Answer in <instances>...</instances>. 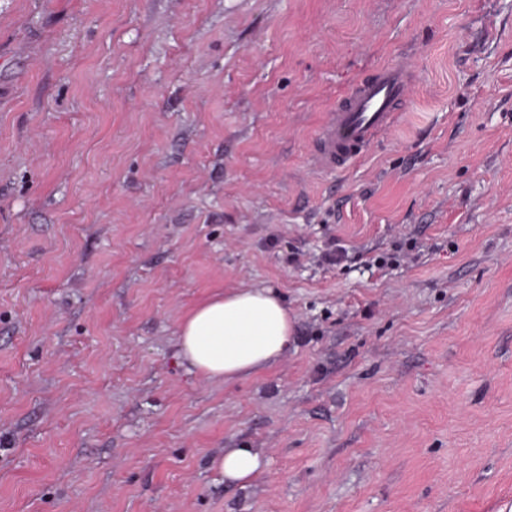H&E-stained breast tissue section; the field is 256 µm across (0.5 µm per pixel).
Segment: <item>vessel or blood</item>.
<instances>
[{"mask_svg": "<svg viewBox=\"0 0 512 512\" xmlns=\"http://www.w3.org/2000/svg\"><path fill=\"white\" fill-rule=\"evenodd\" d=\"M410 70L404 60L378 68L354 84L327 113L312 144L311 161L317 173L347 168L393 128L410 94Z\"/></svg>", "mask_w": 512, "mask_h": 512, "instance_id": "1", "label": "vessel or blood"}]
</instances>
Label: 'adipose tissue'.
<instances>
[{"instance_id": "adipose-tissue-1", "label": "adipose tissue", "mask_w": 512, "mask_h": 512, "mask_svg": "<svg viewBox=\"0 0 512 512\" xmlns=\"http://www.w3.org/2000/svg\"><path fill=\"white\" fill-rule=\"evenodd\" d=\"M291 320L269 288H235L195 307L182 321L181 356L198 373L231 382L275 363L288 346ZM255 448H228L217 459L225 480L247 484L263 469Z\"/></svg>"}]
</instances>
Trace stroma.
Returning <instances> with one entry per match:
<instances>
[{"label": "stroma", "mask_w": 512, "mask_h": 512, "mask_svg": "<svg viewBox=\"0 0 512 512\" xmlns=\"http://www.w3.org/2000/svg\"><path fill=\"white\" fill-rule=\"evenodd\" d=\"M245 286L288 349L207 379L181 322ZM0 512H512V0H0ZM410 70L406 60L378 68L354 84L327 113L312 144L317 173L335 174L347 168L393 128L410 94ZM224 480L246 485L263 469V457L257 448H228L216 462Z\"/></svg>", "instance_id": "obj_1"}]
</instances>
